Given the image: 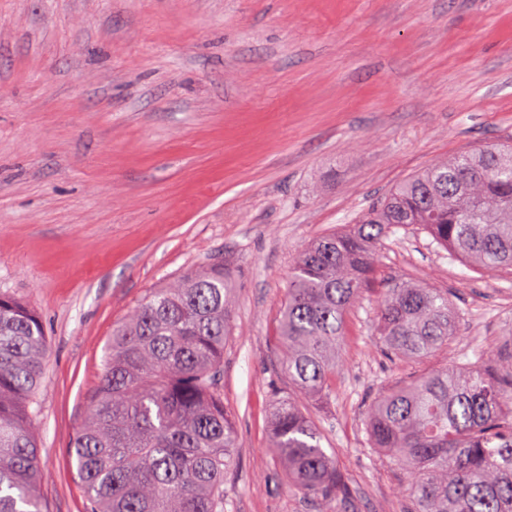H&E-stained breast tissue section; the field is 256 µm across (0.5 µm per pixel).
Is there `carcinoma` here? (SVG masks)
Listing matches in <instances>:
<instances>
[{"mask_svg": "<svg viewBox=\"0 0 512 512\" xmlns=\"http://www.w3.org/2000/svg\"><path fill=\"white\" fill-rule=\"evenodd\" d=\"M415 226L467 264L512 270V145L492 144L426 168L346 230L303 247L278 325L288 391L272 415V453L319 512H339L336 459L302 400L333 392L345 315L391 229ZM234 292L211 259L153 289L112 331L86 420L71 446L88 512H225L238 436L221 375ZM448 295L396 281L376 336L393 358L423 359L458 334ZM46 337L37 313L0 294V512H43L31 406ZM370 445L408 475L410 512H512V326L490 357L399 381L367 418Z\"/></svg>", "mask_w": 512, "mask_h": 512, "instance_id": "carcinoma-1", "label": "carcinoma"}]
</instances>
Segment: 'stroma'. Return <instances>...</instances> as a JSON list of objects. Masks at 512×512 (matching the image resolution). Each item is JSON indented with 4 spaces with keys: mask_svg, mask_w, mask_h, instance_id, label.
Segmentation results:
<instances>
[{
    "mask_svg": "<svg viewBox=\"0 0 512 512\" xmlns=\"http://www.w3.org/2000/svg\"><path fill=\"white\" fill-rule=\"evenodd\" d=\"M505 141L512 0H0V293L46 336L32 406L46 512H86L70 449L113 328L218 256L235 288L228 510L316 512L268 450L298 250L432 163ZM397 279L461 313L427 359L390 358L374 334ZM511 324L512 272H476L414 227L386 239L346 315L329 401L303 403L346 512L410 508L405 474L366 436L382 388L489 354Z\"/></svg>",
    "mask_w": 512,
    "mask_h": 512,
    "instance_id": "35a3bbf8",
    "label": "stroma"
}]
</instances>
